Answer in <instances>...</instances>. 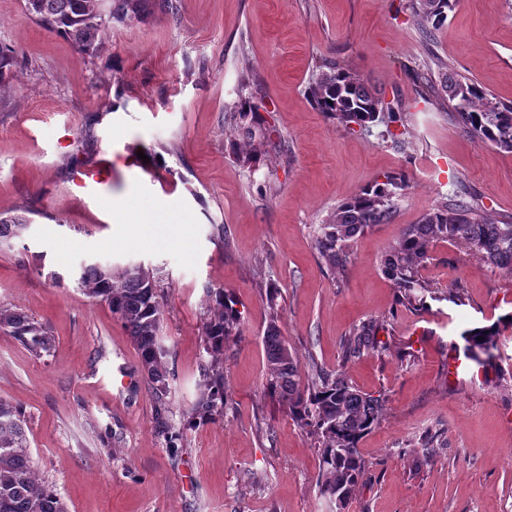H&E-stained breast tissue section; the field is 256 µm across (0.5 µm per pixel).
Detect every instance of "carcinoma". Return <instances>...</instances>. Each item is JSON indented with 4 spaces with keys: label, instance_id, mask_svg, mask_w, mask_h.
I'll list each match as a JSON object with an SVG mask.
<instances>
[{
    "label": "carcinoma",
    "instance_id": "1",
    "mask_svg": "<svg viewBox=\"0 0 512 512\" xmlns=\"http://www.w3.org/2000/svg\"><path fill=\"white\" fill-rule=\"evenodd\" d=\"M27 15L50 32L74 45L82 56H93L105 47L106 30L112 22L123 23L149 16L155 0H23ZM454 0H412L411 8L429 29L444 24ZM18 54L0 44V95L15 77ZM309 95L321 112L348 128H362L384 121L404 123L400 113H384V101L359 75L336 64L317 66ZM441 90L453 103L458 123L475 139L512 152V105L494 102L474 83L444 72ZM249 105L231 115L247 139L256 138L260 127ZM406 187L405 176L387 175L375 180L340 203L329 221L320 225L315 248L322 263L335 269L347 263L350 242L374 224H388L395 213L394 198ZM24 216L0 219V242L19 237L28 228ZM438 241L462 242L492 269L512 274V222L496 223L486 218L475 198L457 196L451 203L424 214L416 224L406 225L397 242L385 254L383 273L393 283L404 306L425 302L429 288L418 278V268L429 259L430 247ZM79 285L94 299L107 303L132 339L150 383L157 414L167 412L168 383L165 352L159 345L160 295L154 273L145 268L82 267ZM270 318L264 334L269 387L284 398L291 417L313 428L321 440L322 478L320 492L343 508L364 479L366 464L358 443L380 422L382 402L352 386L341 374L315 369L301 384L298 360L277 325L276 290L266 291ZM212 312L204 335L212 362L203 370V390L187 423H208L224 405V344L237 323L234 301L222 288L209 295ZM0 329L6 330L35 355L51 348L54 336L49 326L31 316L0 307ZM377 327L363 324L343 344L345 357L377 348ZM497 325L463 334L465 353L480 366L495 359ZM27 423L22 410L0 400V512H66L53 486L39 479L30 465Z\"/></svg>",
    "mask_w": 512,
    "mask_h": 512
}]
</instances>
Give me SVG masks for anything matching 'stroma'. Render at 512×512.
I'll use <instances>...</instances> for the list:
<instances>
[{"label":"stroma","mask_w":512,"mask_h":512,"mask_svg":"<svg viewBox=\"0 0 512 512\" xmlns=\"http://www.w3.org/2000/svg\"><path fill=\"white\" fill-rule=\"evenodd\" d=\"M173 4L113 23L105 50L84 57L22 0H0V43L19 53L0 95V215L31 222L0 248V305L55 337L36 356L0 330V399L25 414L36 473L67 512H331L318 437L268 387L273 285L301 377L319 366L384 401L358 444L368 472L344 512H512V329L487 368L465 357L461 338L512 312V276L440 241L420 270L433 299L406 307L382 272L402 228L455 193L512 220V153L469 137L451 105H425L415 83L419 73L439 80L444 63L512 104V0H456L429 40L409 0ZM325 60L402 112L404 144L383 125L352 131L313 106L308 87ZM245 101L263 131L249 143L229 120ZM103 159L112 181L102 205L78 196L72 177ZM394 173L407 185L393 220L358 234L344 267L322 265L320 224ZM156 206L162 239L142 222ZM95 259L143 265L158 282L167 428L120 320L77 285L79 264ZM215 288L233 293L240 316L224 347L227 400L215 421L188 428L211 360ZM367 322L382 348L345 358L344 339ZM168 428L182 433L173 449Z\"/></svg>","instance_id":"35a3bbf8"}]
</instances>
